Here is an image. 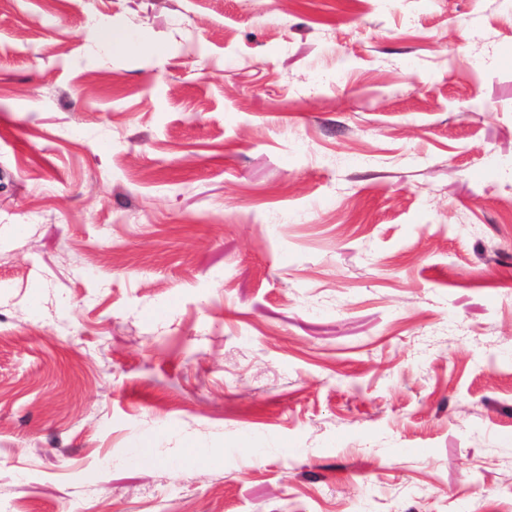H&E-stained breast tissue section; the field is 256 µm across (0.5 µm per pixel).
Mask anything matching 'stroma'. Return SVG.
Segmentation results:
<instances>
[{
  "label": "stroma",
  "mask_w": 512,
  "mask_h": 512,
  "mask_svg": "<svg viewBox=\"0 0 512 512\" xmlns=\"http://www.w3.org/2000/svg\"><path fill=\"white\" fill-rule=\"evenodd\" d=\"M0 512H512V0H0Z\"/></svg>",
  "instance_id": "stroma-1"
}]
</instances>
